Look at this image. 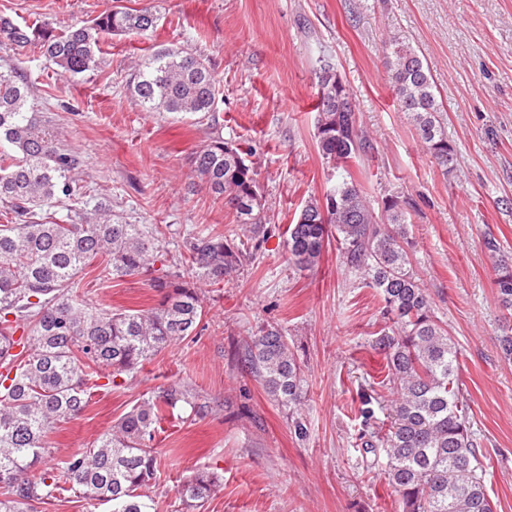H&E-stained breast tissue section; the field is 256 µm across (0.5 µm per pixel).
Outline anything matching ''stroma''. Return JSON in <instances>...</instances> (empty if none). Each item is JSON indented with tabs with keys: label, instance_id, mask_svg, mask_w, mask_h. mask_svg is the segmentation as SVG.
Here are the masks:
<instances>
[{
	"label": "stroma",
	"instance_id": "obj_1",
	"mask_svg": "<svg viewBox=\"0 0 512 512\" xmlns=\"http://www.w3.org/2000/svg\"><path fill=\"white\" fill-rule=\"evenodd\" d=\"M159 17L153 33L106 37L100 67L61 73L0 37V74L24 63L31 101L60 144L79 159L91 202H109L126 224L162 227L154 268L181 272L185 242L214 224L237 226L213 202L193 166L219 135L258 172L266 239L233 281L199 284L205 314L197 333L163 349L135 380L97 390L85 411L49 436L51 463L92 447L142 398L179 380L211 401L212 414L183 410L163 420L161 465L149 494L156 512H176L180 480L199 469L221 475L196 512H401L373 454L364 452L362 396L384 377L372 346L388 325L375 289L328 246L313 271L289 268L282 243L311 198L336 174L322 160L312 109L315 72L329 61L349 86L373 149L351 170L374 207L407 200L417 275L454 337L460 391L470 407L495 512H512V362L498 337L507 323L495 268L512 259V0H122ZM113 0H0L18 24L55 32L109 11ZM398 36L427 63L456 153L444 170L427 154L388 84L382 46ZM181 47L206 59L220 101L209 123L136 106L143 55ZM495 249H487V241ZM103 258L79 276L90 303L115 311L153 307L148 276L101 278ZM264 325L279 327L306 378L305 435L287 410L239 364L235 351Z\"/></svg>",
	"mask_w": 512,
	"mask_h": 512
}]
</instances>
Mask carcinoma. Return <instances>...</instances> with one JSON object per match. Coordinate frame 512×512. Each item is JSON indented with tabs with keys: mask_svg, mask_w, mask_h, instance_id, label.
I'll use <instances>...</instances> for the list:
<instances>
[{
	"mask_svg": "<svg viewBox=\"0 0 512 512\" xmlns=\"http://www.w3.org/2000/svg\"><path fill=\"white\" fill-rule=\"evenodd\" d=\"M156 23L148 9L115 7L59 34L0 17V36L77 75L99 67L105 36L145 35ZM385 67L397 107L434 162L448 169L455 149L428 67L397 37L385 43ZM31 88L22 72L0 75V203L15 220L0 224V512H37L68 491L110 503L112 512H154V501L144 500L141 489L152 485L159 468V424L179 406L198 417L212 411L189 383L179 380L142 399L94 447L57 467L45 464L49 434L81 415L99 379L131 378L141 362L190 336L204 314L195 281L232 280L254 246L228 239L215 224L187 245V276L152 279L154 307L114 312L88 303L78 288L86 265L106 257L103 272L113 280L146 272L160 230L114 222L103 203L74 212L68 224L52 219L53 209L83 199L78 161L28 106ZM133 96L146 112L210 118L219 86L205 59L164 47L142 59ZM315 111L318 149L337 181L289 225L284 253L289 266L311 271L334 240L344 267L382 297L391 326L375 349L386 361L390 412L388 424L369 432L367 450L385 454L387 480L401 497L402 512H494L460 394L456 343L412 268L406 200L388 194L378 213L354 179L351 164L372 145L353 98L338 111L319 93ZM194 168L213 200L235 210L240 230L258 233L264 204L257 173L238 148L213 136L195 153ZM496 287L499 304L512 311V262L497 265ZM239 355L294 418L295 431L305 433V375L281 330L261 327ZM219 486L217 473L193 472L178 490L181 510L193 512Z\"/></svg>",
	"mask_w": 512,
	"mask_h": 512,
	"instance_id": "obj_1",
	"label": "carcinoma"
}]
</instances>
